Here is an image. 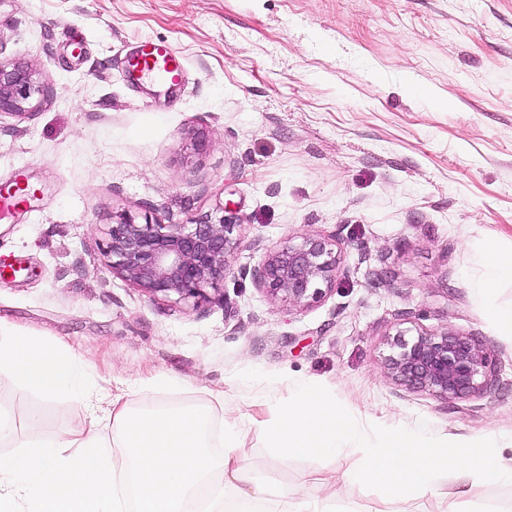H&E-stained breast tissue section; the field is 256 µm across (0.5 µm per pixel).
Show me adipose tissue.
Here are the masks:
<instances>
[{"instance_id": "adipose-tissue-1", "label": "adipose tissue", "mask_w": 512, "mask_h": 512, "mask_svg": "<svg viewBox=\"0 0 512 512\" xmlns=\"http://www.w3.org/2000/svg\"><path fill=\"white\" fill-rule=\"evenodd\" d=\"M0 369L43 396L89 394L78 361L61 341L12 336L0 343ZM112 445L126 451L115 463L100 437L83 431L20 443L0 464V512H331L327 503L287 497L249 476L233 450L210 452L207 406L189 402L146 410L112 398ZM259 431L281 456H344L357 439L356 425L333 397L311 383L295 394ZM493 438L479 437L465 451L402 427L384 431L354 478L380 488L395 505L429 493L468 497L475 481L512 485V459L491 454Z\"/></svg>"}]
</instances>
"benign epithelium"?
Wrapping results in <instances>:
<instances>
[{"mask_svg": "<svg viewBox=\"0 0 512 512\" xmlns=\"http://www.w3.org/2000/svg\"><path fill=\"white\" fill-rule=\"evenodd\" d=\"M42 85L26 66L0 63V111H20ZM240 245L239 225L207 215L195 224L138 223L123 215L103 249L112 273L144 292L179 301L208 298L230 272ZM341 255L336 236L305 235L269 252L257 275L260 287L294 306L324 298L336 282ZM387 373L400 387L427 391L446 402L478 397L493 373L490 356L469 336L449 331L399 332L388 340Z\"/></svg>", "mask_w": 512, "mask_h": 512, "instance_id": "obj_1", "label": "benign epithelium"}]
</instances>
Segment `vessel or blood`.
<instances>
[{"mask_svg":"<svg viewBox=\"0 0 512 512\" xmlns=\"http://www.w3.org/2000/svg\"><path fill=\"white\" fill-rule=\"evenodd\" d=\"M185 72L183 57L163 42L144 41L127 61L126 77L130 84L148 79L168 90H176ZM35 188L24 180L0 187V212L15 211L30 206Z\"/></svg>","mask_w":512,"mask_h":512,"instance_id":"b4317fda","label":"vessel or blood"}]
</instances>
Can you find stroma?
Wrapping results in <instances>:
<instances>
[{"mask_svg": "<svg viewBox=\"0 0 512 512\" xmlns=\"http://www.w3.org/2000/svg\"><path fill=\"white\" fill-rule=\"evenodd\" d=\"M144 38L185 58L176 92L127 82ZM0 62L44 84L23 112H0V183L20 168L40 190L31 211L0 217V263L24 269L0 280V319L67 342L98 411L117 393L135 410L206 404L251 475L336 512H385L346 473L386 425L491 436L512 458V335L486 318L512 303V279L476 295L485 245L512 250V0H0ZM219 209L242 243L209 300L153 297L107 269L120 215L187 224ZM306 234L335 236L343 262L299 309L254 271ZM446 329L490 354L481 397L449 403L388 378L389 337ZM160 372L184 388L134 389ZM311 382L362 433L343 458L285 459L258 431ZM0 410L16 423L0 459L88 422L75 399L5 370ZM406 508L512 512V486Z\"/></svg>", "mask_w": 512, "mask_h": 512, "instance_id": "obj_1", "label": "stroma"}]
</instances>
